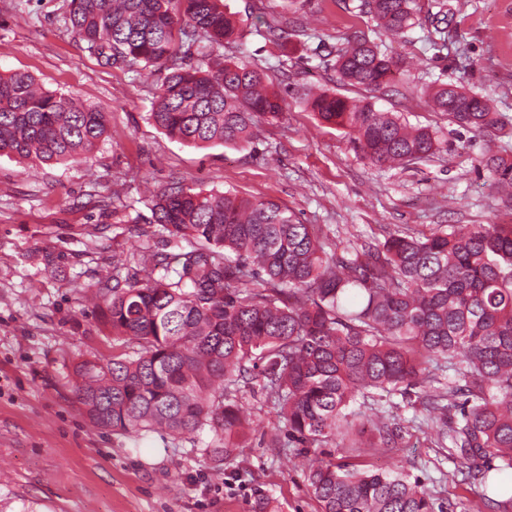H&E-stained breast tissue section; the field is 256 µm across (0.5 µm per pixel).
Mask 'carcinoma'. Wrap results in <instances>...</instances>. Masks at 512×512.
<instances>
[{"label": "carcinoma", "instance_id": "obj_1", "mask_svg": "<svg viewBox=\"0 0 512 512\" xmlns=\"http://www.w3.org/2000/svg\"><path fill=\"white\" fill-rule=\"evenodd\" d=\"M412 3L361 0L357 9L402 36L417 22ZM67 22L102 64L165 72L149 118L183 144L248 146L283 111L262 67L222 58L236 27L219 0H70ZM264 25V37L286 50L280 22ZM316 55L340 83L373 92L398 64L366 35ZM431 103L475 137L504 127L493 100L460 82L438 84ZM308 105L348 129L373 164L438 149L435 131L370 102L324 91ZM107 131L104 109L44 91L28 73L0 74V156L76 160ZM509 151L512 143L480 164L511 199ZM152 216L159 234L188 250L172 260L147 247L142 258L164 274L117 275L93 290L104 323L137 345L132 356L75 367V394L93 423L120 435L208 427L222 460L244 437L235 392L259 389L288 441L321 449L306 471L320 512H436L433 495L403 470L337 465L322 452L357 420L358 436L391 447L404 426L355 406L399 396L435 423L465 481L483 486L486 512H512V224L398 231L380 245L348 241L327 252L320 230L277 202L181 184L156 196ZM441 368L456 379L441 382Z\"/></svg>", "mask_w": 512, "mask_h": 512}]
</instances>
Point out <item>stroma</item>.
I'll return each mask as SVG.
<instances>
[{"label":"stroma","instance_id":"obj_1","mask_svg":"<svg viewBox=\"0 0 512 512\" xmlns=\"http://www.w3.org/2000/svg\"><path fill=\"white\" fill-rule=\"evenodd\" d=\"M446 2L455 13L440 22L435 0H416L420 25L392 37L357 12L359 0H223L240 32L225 56L264 66L285 100L276 123L234 148L186 145L149 122L161 73L101 65L71 33L68 0H0V73L31 74L48 90L110 113L107 139L85 159L32 167L0 157V512H258L260 501L273 512H317L307 458L287 447L263 394L240 392L246 441L219 463L206 429L134 438L91 423L72 388L75 365L132 348L101 324L85 291L136 268L141 248L156 245L151 197L176 181L276 201L302 223L321 225L332 246L376 244L404 228L427 235L441 224H512V206L480 164L499 131L473 136L428 97L435 81L460 78L495 99L512 124V0ZM271 18L282 21L287 49L259 36ZM438 26L447 44L436 51L428 38ZM364 33L400 62L389 85L373 93L376 108L439 137L426 161L372 164L345 129L322 123L307 106L311 88L362 97L313 50ZM136 225L142 236L133 235ZM396 414L414 421L398 448L357 447L340 436L326 453L339 464L400 465L443 512H480L479 487L453 478L435 425L409 408ZM275 436L283 449L271 447Z\"/></svg>","mask_w":512,"mask_h":512}]
</instances>
